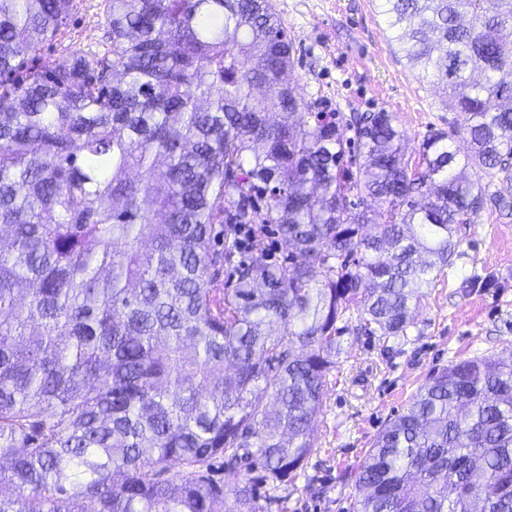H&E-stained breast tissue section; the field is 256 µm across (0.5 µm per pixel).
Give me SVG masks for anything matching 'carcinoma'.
Wrapping results in <instances>:
<instances>
[{"label":"carcinoma","instance_id":"carcinoma-1","mask_svg":"<svg viewBox=\"0 0 512 512\" xmlns=\"http://www.w3.org/2000/svg\"><path fill=\"white\" fill-rule=\"evenodd\" d=\"M105 6L108 49L42 72L73 0H0V512H258L347 317L405 335L454 225L512 210V0H381L461 118L412 166L394 114L311 111L270 0ZM269 232L281 262L241 258ZM358 486L355 512H512V355L438 371Z\"/></svg>","mask_w":512,"mask_h":512}]
</instances>
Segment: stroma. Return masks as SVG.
I'll list each match as a JSON object with an SVG mask.
<instances>
[{"label":"stroma","instance_id":"stroma-1","mask_svg":"<svg viewBox=\"0 0 512 512\" xmlns=\"http://www.w3.org/2000/svg\"><path fill=\"white\" fill-rule=\"evenodd\" d=\"M105 0H73L57 36L36 54L50 69L68 52L102 50ZM292 44L289 80L315 110L391 112L417 159L424 135L448 130L442 87L419 79L397 52L376 0H272ZM456 254L422 291L406 336H369L348 323L301 474L261 512H353L356 480L373 439L433 372L475 356L512 352V215L484 207L455 227ZM494 278L473 288V275Z\"/></svg>","mask_w":512,"mask_h":512}]
</instances>
